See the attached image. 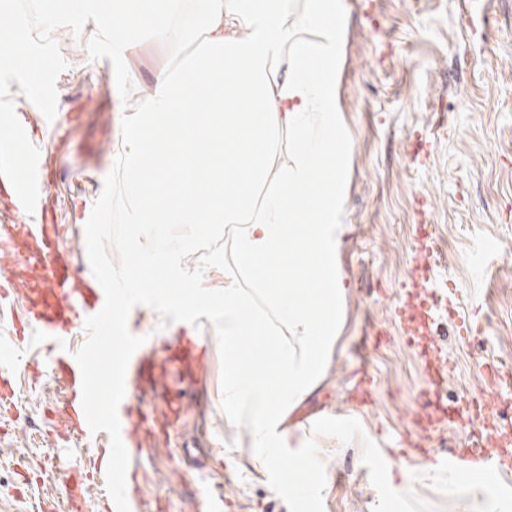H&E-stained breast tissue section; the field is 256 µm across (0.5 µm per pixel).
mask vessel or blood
Masks as SVG:
<instances>
[{
  "label": "vessel or blood",
  "instance_id": "1",
  "mask_svg": "<svg viewBox=\"0 0 512 512\" xmlns=\"http://www.w3.org/2000/svg\"><path fill=\"white\" fill-rule=\"evenodd\" d=\"M45 167L43 150H30L25 167L20 170L0 148V189L28 217L21 224L0 225V306L16 301L22 304L20 312L9 321L7 335L0 337V404H8L12 396L14 369L18 364H26L34 374L49 369L62 386V412L70 433L96 446L90 468L78 470L73 481L64 483L62 494L75 512H113L115 504L111 498L95 499L87 494L89 485L106 484L110 438L106 432L91 431L87 423L81 401L82 375L72 344L74 330L84 329L87 318L102 309L105 294L101 285L85 279L68 253L61 250L57 225L43 221L51 192ZM413 249L409 304L429 319L451 312L448 291L433 276V237L417 234ZM36 336L48 351L47 362L24 358L25 345ZM209 345V338L199 336L189 342L177 334L167 339L164 349L143 346L133 354L126 371V393L118 408L120 434L126 449L141 443V406L146 393L170 390L178 394L183 387L195 386L204 370ZM487 373L496 378V386L463 398L460 412L480 417L484 408L512 400V364L490 367ZM449 461L462 468L481 464L500 474L512 471V463L500 453L470 442L465 443L463 450L451 452Z\"/></svg>",
  "mask_w": 512,
  "mask_h": 512
}]
</instances>
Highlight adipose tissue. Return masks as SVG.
I'll return each instance as SVG.
<instances>
[{
    "label": "adipose tissue",
    "mask_w": 512,
    "mask_h": 512,
    "mask_svg": "<svg viewBox=\"0 0 512 512\" xmlns=\"http://www.w3.org/2000/svg\"><path fill=\"white\" fill-rule=\"evenodd\" d=\"M339 0H44L48 16L93 21L113 55L149 36L202 43L159 74L130 118L112 181L128 226L126 289L146 296L144 271L183 279L180 255L202 234H229L235 261L224 289L162 300L173 315L208 308L224 322V420L245 426L252 458L269 473L292 457L285 485L310 489L311 444L292 442L289 411L317 387L336 341L343 294L334 264L341 190L336 180ZM0 74L34 75L31 32L7 37ZM294 161L272 174L277 134ZM178 181H171L172 171Z\"/></svg>",
    "instance_id": "1"
}]
</instances>
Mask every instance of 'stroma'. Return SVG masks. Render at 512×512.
Wrapping results in <instances>:
<instances>
[{
  "label": "stroma",
  "mask_w": 512,
  "mask_h": 512,
  "mask_svg": "<svg viewBox=\"0 0 512 512\" xmlns=\"http://www.w3.org/2000/svg\"><path fill=\"white\" fill-rule=\"evenodd\" d=\"M344 22L336 80V166L343 181L336 263L343 275V313L332 357L318 387L288 415L297 436L316 445L315 487L289 502L251 457L245 427L224 422V324L204 314L196 335L211 337L206 372L191 404H204L209 452L190 475L178 472L189 428L142 447L136 463L144 512L162 495L165 512H194L199 493L216 490L224 512H479L448 489V470L430 459L394 458L397 436L430 380L427 359L452 365L449 398L477 392L482 369L512 362V0H342ZM0 18L25 21L30 52L52 67L41 89L11 78L0 109L17 119L44 104L67 113L53 132L31 127L30 147L48 149L56 197L48 224L65 228L62 244L78 249L115 158L124 125L150 95L156 71L180 49L155 42L104 74L93 23L46 26L39 0H11ZM78 159L89 176L82 190L61 168ZM433 224L445 255L436 268L458 290L460 317L486 326L479 338L447 318L408 348L391 309L413 264L419 220ZM492 242L495 260L478 267L473 248ZM230 240L200 239L183 253L196 287L224 288ZM380 336L360 381L363 330ZM15 407L0 411V512H66L67 468L89 466L94 449L60 439L61 389L51 375L14 374Z\"/></svg>",
  "instance_id": "obj_1"
}]
</instances>
